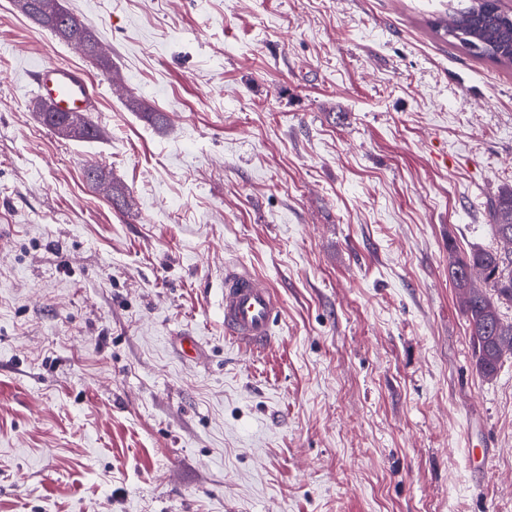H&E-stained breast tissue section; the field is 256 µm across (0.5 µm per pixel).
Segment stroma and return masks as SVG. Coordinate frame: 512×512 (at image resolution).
I'll return each instance as SVG.
<instances>
[{"instance_id": "1", "label": "stroma", "mask_w": 512, "mask_h": 512, "mask_svg": "<svg viewBox=\"0 0 512 512\" xmlns=\"http://www.w3.org/2000/svg\"><path fill=\"white\" fill-rule=\"evenodd\" d=\"M65 5L111 71L0 0V512H512V357L479 373L448 276L496 243L512 66L448 0ZM44 62L100 139L41 123ZM229 263L280 298L264 350ZM32 81L37 95L55 109L66 111L71 131L63 135L73 141H93L101 137V130L84 112H89L95 101L86 75L75 68L49 63L33 72ZM83 113V114H76ZM278 298L268 282L240 264L224 268V331L253 350L272 341Z\"/></svg>"}]
</instances>
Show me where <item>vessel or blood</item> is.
<instances>
[{"mask_svg":"<svg viewBox=\"0 0 512 512\" xmlns=\"http://www.w3.org/2000/svg\"><path fill=\"white\" fill-rule=\"evenodd\" d=\"M39 97L55 109L66 112L90 111L95 97L86 75L75 68L49 63L33 72ZM278 298L268 282L240 264L224 268V331L240 345L253 350L265 348L272 340Z\"/></svg>","mask_w":512,"mask_h":512,"instance_id":"b4317fda","label":"vessel or blood"}]
</instances>
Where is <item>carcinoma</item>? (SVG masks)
<instances>
[{"label": "carcinoma", "mask_w": 512, "mask_h": 512, "mask_svg": "<svg viewBox=\"0 0 512 512\" xmlns=\"http://www.w3.org/2000/svg\"><path fill=\"white\" fill-rule=\"evenodd\" d=\"M36 8L24 16L34 25L52 31L58 40L73 44L106 72L112 62L103 55L97 35L70 12L62 15L57 0H33ZM435 31L455 39L477 56L503 66H512V13L493 0H448V17L433 23ZM71 131L66 138L93 141L101 130L86 114L65 113ZM86 179L112 190V203L119 201L118 188L105 183L106 175L95 168ZM491 226L500 247L476 249L460 255L448 251V273L461 301L470 329L479 372L492 378L505 357L512 355V320L503 318V305L512 306V187L502 189L490 205Z\"/></svg>", "instance_id": "cac0c4a2"}]
</instances>
